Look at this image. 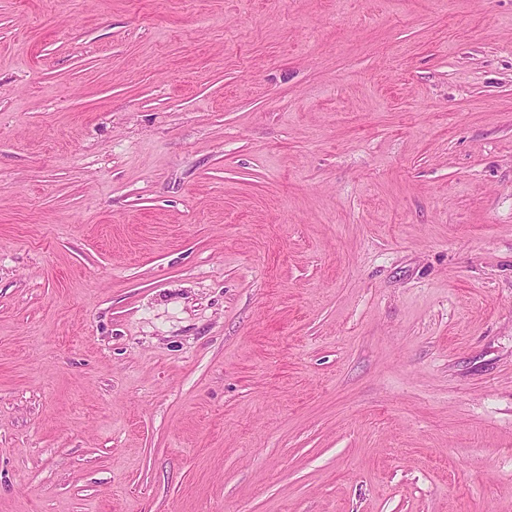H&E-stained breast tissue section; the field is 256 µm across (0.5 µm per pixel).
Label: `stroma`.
Here are the masks:
<instances>
[{
    "instance_id": "stroma-1",
    "label": "stroma",
    "mask_w": 512,
    "mask_h": 512,
    "mask_svg": "<svg viewBox=\"0 0 512 512\" xmlns=\"http://www.w3.org/2000/svg\"><path fill=\"white\" fill-rule=\"evenodd\" d=\"M0 512H512V0H0Z\"/></svg>"
}]
</instances>
